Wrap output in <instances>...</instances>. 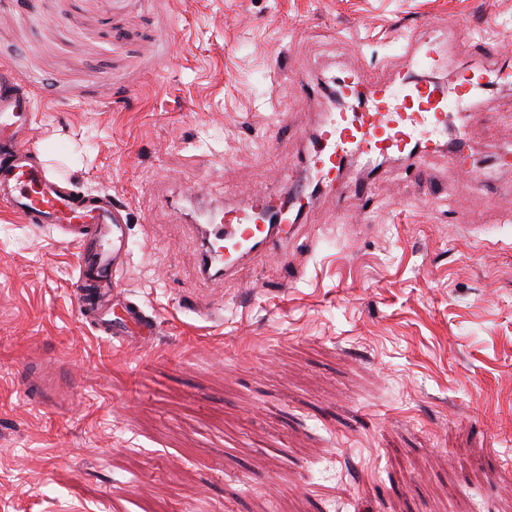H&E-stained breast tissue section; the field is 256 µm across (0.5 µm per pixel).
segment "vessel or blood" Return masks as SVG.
I'll return each instance as SVG.
<instances>
[{"label":"vessel or blood","instance_id":"vessel-or-blood-1","mask_svg":"<svg viewBox=\"0 0 512 512\" xmlns=\"http://www.w3.org/2000/svg\"><path fill=\"white\" fill-rule=\"evenodd\" d=\"M447 65L439 42L425 39L406 53L394 78L346 73L336 85L337 104L326 106L324 118L309 141V163L315 185L289 179L274 192L260 191L247 202L212 212L204 228L201 271L220 282L242 261L265 254L287 261L285 251L294 226L309 205L315 187L344 183L357 196L361 213L373 204L372 187L387 159L416 169L440 150V134L464 138L473 117L466 104L495 80L512 77V63L490 66L474 62L457 69L450 85L425 79ZM34 99L9 71L0 72V202L19 212L27 223L61 230L78 248L72 281L79 314L106 339L145 346L156 336L151 316L124 297L121 276L128 264L129 242L123 205L110 193L92 194L70 188L65 180L33 161L26 141L32 135ZM359 167L364 179L345 182L346 170Z\"/></svg>","mask_w":512,"mask_h":512}]
</instances>
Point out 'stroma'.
Returning <instances> with one entry per match:
<instances>
[{
  "label": "stroma",
  "instance_id": "obj_1",
  "mask_svg": "<svg viewBox=\"0 0 512 512\" xmlns=\"http://www.w3.org/2000/svg\"><path fill=\"white\" fill-rule=\"evenodd\" d=\"M424 37L455 67L512 54V0H0L34 154L127 207L123 287L159 326L101 338L75 247L0 202V512H512V86L472 169L443 149L387 162L368 215L316 201L300 279L198 262L195 209L305 175L302 75L389 76Z\"/></svg>",
  "mask_w": 512,
  "mask_h": 512
}]
</instances>
